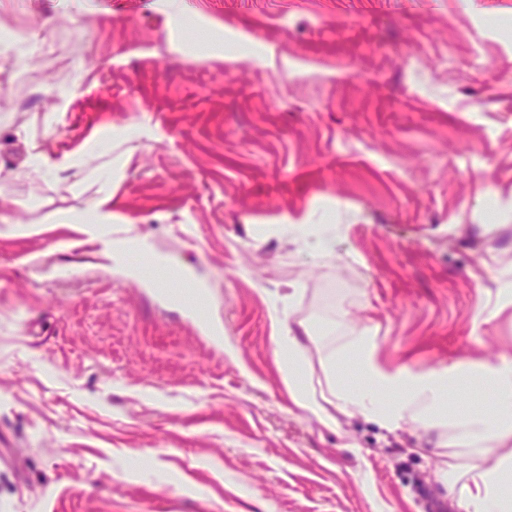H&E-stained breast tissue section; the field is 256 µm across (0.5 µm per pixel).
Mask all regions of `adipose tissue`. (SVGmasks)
<instances>
[{"instance_id": "obj_1", "label": "adipose tissue", "mask_w": 512, "mask_h": 512, "mask_svg": "<svg viewBox=\"0 0 512 512\" xmlns=\"http://www.w3.org/2000/svg\"><path fill=\"white\" fill-rule=\"evenodd\" d=\"M375 350L374 338L361 333L323 361L330 395L325 406L303 370L295 329L282 321L277 354L288 364L290 401L331 430L338 429L343 415L362 416L391 432L407 426L436 430L440 447L450 454L434 476L458 512H512V364L388 370L377 362ZM350 357L357 362L362 386L350 384L342 375L340 365ZM463 380L493 395L491 411L469 414L449 407V389Z\"/></svg>"}]
</instances>
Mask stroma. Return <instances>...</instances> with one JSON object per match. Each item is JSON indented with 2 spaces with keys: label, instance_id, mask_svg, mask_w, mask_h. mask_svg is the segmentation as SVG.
Here are the masks:
<instances>
[{
  "label": "stroma",
  "instance_id": "stroma-1",
  "mask_svg": "<svg viewBox=\"0 0 512 512\" xmlns=\"http://www.w3.org/2000/svg\"><path fill=\"white\" fill-rule=\"evenodd\" d=\"M184 7L0 0V512H457L436 434L325 428L276 338L512 361V0ZM277 355L288 362V396L294 406L316 417L326 428L337 430L339 420L329 413L317 399L316 389L310 377H307L300 361V339L286 319L281 321L277 340Z\"/></svg>",
  "mask_w": 512,
  "mask_h": 512
}]
</instances>
